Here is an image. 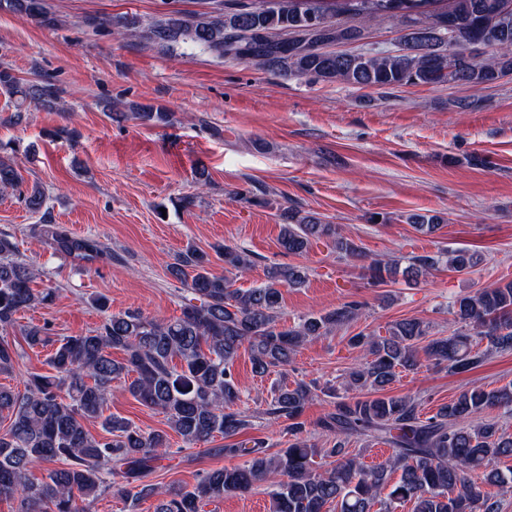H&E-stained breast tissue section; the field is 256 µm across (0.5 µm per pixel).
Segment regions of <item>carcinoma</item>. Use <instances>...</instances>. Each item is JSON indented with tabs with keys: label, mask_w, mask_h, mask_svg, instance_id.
I'll list each match as a JSON object with an SVG mask.
<instances>
[{
	"label": "carcinoma",
	"mask_w": 512,
	"mask_h": 512,
	"mask_svg": "<svg viewBox=\"0 0 512 512\" xmlns=\"http://www.w3.org/2000/svg\"><path fill=\"white\" fill-rule=\"evenodd\" d=\"M30 20L43 17V0H0ZM440 0H271L259 12L243 5L230 14L176 11L139 28V22L120 18L124 34L156 42H182L220 58L245 60L284 77L309 76L317 81L357 87H395L437 84H491L512 75V0H454L452 9L435 22L410 29L394 52L336 54L329 46L355 41L361 31L341 24L343 9L365 21L388 18L414 20L412 12ZM321 28H310V12ZM296 34L277 38L275 32ZM495 50L478 62L471 47ZM0 93L16 110L32 103L54 106L62 89L45 81H23L12 69L0 67ZM130 118L145 125L170 122V113L152 104L131 107ZM23 181L17 164L0 156V189ZM278 244L282 253L302 256L321 238L333 240L340 258L362 261L366 255L337 225L285 207L278 215ZM409 223L434 233L442 226L438 215L412 214ZM57 255L93 261L103 255L94 237L78 235L62 224H43ZM224 260V272L211 269L210 255L187 247L170 268L183 278L192 300L173 319L148 317L140 311L110 314L96 330L66 336L49 356L51 372L33 373L24 393L0 387V417L9 419L0 434V497L20 500V512H90L99 497L117 492L132 505L152 499L154 512H199L202 504L243 494L254 486H273L272 512H382L414 502L415 512H500L496 495L482 490L512 483L494 467L512 457V436L499 421L485 414L505 409L512 414V387L487 390L473 387L425 417L421 403L408 396H390L399 372L421 367L420 354L454 373L480 366L484 354L474 350L487 341L489 350L512 351V280L497 282L457 298L452 306L460 328L449 336L430 337L429 323L417 319L395 321L388 336L358 334L349 339L363 358L349 375L353 394L342 396L333 410L318 421L330 448H317L304 437L305 409L317 396L316 387L299 381L279 385L265 413L284 423L288 447L268 453L265 442H236L220 452L244 456L243 464L209 471L190 489H170L144 482L153 463L168 448L162 431H144L118 414L103 416L112 382L139 403L160 411L170 428L190 443H208L220 436L238 435L249 425L248 415L235 408L242 390L232 368L240 349L250 354L252 371L263 377L286 370L305 342L326 336L360 315L362 304L348 301L324 312L309 313L286 326L279 315L282 289L301 288L308 279L304 267L273 264L259 284L235 287L237 277L253 266L250 253L224 243L211 246ZM17 245L0 234V331L8 332L16 315L53 301V293L32 287L36 273L15 259ZM475 254L455 250L447 255L408 257L404 272L417 279L445 265L458 272L475 266ZM374 284L399 271V261L374 258L362 265ZM22 337L30 348L50 344L46 328L32 326ZM119 350L123 357L112 358ZM19 353L0 336V374L13 371ZM102 419L104 435L90 434L82 424ZM352 437L392 447L385 462L364 467L346 445ZM330 462L318 463L316 457ZM48 466L39 483L30 471ZM400 473L397 482L392 476Z\"/></svg>",
	"instance_id": "cac0c4a2"
}]
</instances>
